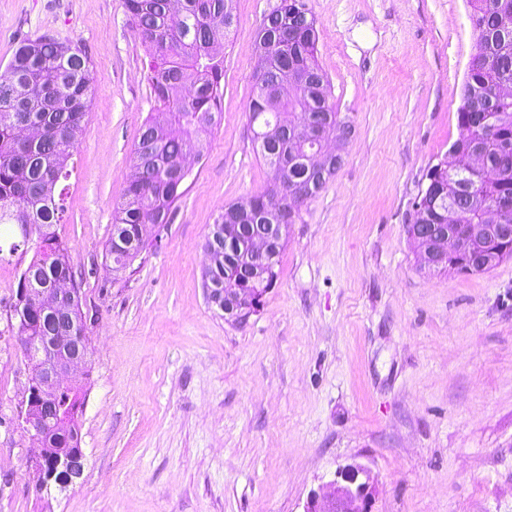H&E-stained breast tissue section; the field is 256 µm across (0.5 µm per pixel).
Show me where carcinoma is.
<instances>
[{
	"label": "carcinoma",
	"mask_w": 512,
	"mask_h": 512,
	"mask_svg": "<svg viewBox=\"0 0 512 512\" xmlns=\"http://www.w3.org/2000/svg\"><path fill=\"white\" fill-rule=\"evenodd\" d=\"M181 24L175 28L166 18L173 0H125V7L149 54L148 82L160 110L139 129L130 159L127 187L115 206L112 233L106 257L115 270L133 265L123 248L120 234L134 235L145 221L159 230L170 223L173 206L182 196L189 173L172 174L176 159L191 150L200 158L208 137L217 126L224 98V57L214 50L224 43L232 22L227 20L226 0H179ZM475 37L460 103L457 108L458 138L453 143V164L465 170L469 157L483 153L485 170L478 175L473 193L461 200L458 223L476 224L482 209L502 196L512 197V96L498 93L503 84L512 86V0H469ZM316 18L307 0H281L265 16L257 45L270 52L267 63L254 75V97L249 121L279 124L284 136L272 155L259 146L260 155L272 178L267 188L251 197L254 210L230 220L243 228L240 243L226 251L208 233L205 249L210 264L204 275L224 279L236 287L240 269L249 264V240L259 234L257 215L272 206L285 209L286 223L300 218L301 207L315 198L331 180L315 174L292 156V142L309 136L313 125L293 122L304 107L315 113L316 124L327 133L349 119L336 112L330 101L331 85L317 59ZM15 77L29 80L42 97L36 119L41 138L33 144L22 140L17 129L16 107L0 100V224H16L27 216L23 239L10 251L28 244L36 229L40 245L26 270L39 276L42 287L27 289L30 300L47 298L58 280L75 275L68 248L59 240L54 226L67 211L68 180L74 169L75 136L67 129L81 126L94 93L91 61L86 52L70 42L41 35L20 41L7 74L0 75V89ZM299 80L303 87L294 96L275 97L278 86ZM474 112H488L492 129L477 125ZM453 171L433 166L427 173L426 193L419 197L414 216L435 217L436 196H448ZM18 335L33 340L46 335L43 323L31 313L21 312ZM55 404L61 419L42 426L47 472L55 470L56 448H80L77 413L78 393L69 387L56 391Z\"/></svg>",
	"instance_id": "1"
}]
</instances>
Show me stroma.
I'll return each mask as SVG.
<instances>
[{
  "instance_id": "35a3bbf8",
  "label": "stroma",
  "mask_w": 512,
  "mask_h": 512,
  "mask_svg": "<svg viewBox=\"0 0 512 512\" xmlns=\"http://www.w3.org/2000/svg\"><path fill=\"white\" fill-rule=\"evenodd\" d=\"M276 0H235L224 100L158 247L105 256L128 158L156 104L124 0H0V75L23 37L79 45L94 94L66 223L92 354L76 384L86 456L36 489L18 413L31 367L7 311L36 242L0 255V512H302L339 467L374 512H512V259L421 269L406 227L458 136L468 0H308L318 61L355 127L344 163L289 225L277 278L242 324L208 304L205 236L268 184L249 123L257 33Z\"/></svg>"
}]
</instances>
